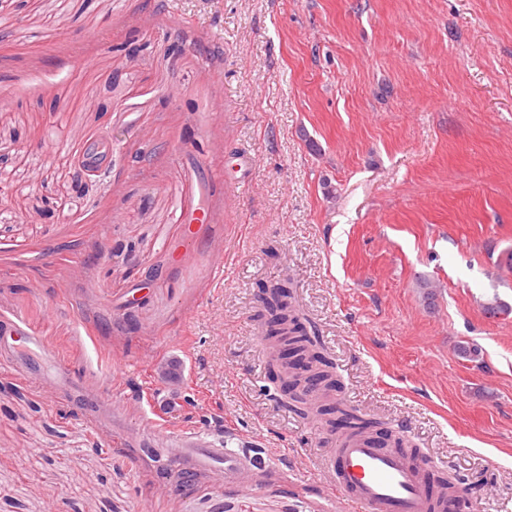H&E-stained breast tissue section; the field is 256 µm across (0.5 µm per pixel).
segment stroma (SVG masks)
I'll use <instances>...</instances> for the list:
<instances>
[{
    "mask_svg": "<svg viewBox=\"0 0 512 512\" xmlns=\"http://www.w3.org/2000/svg\"><path fill=\"white\" fill-rule=\"evenodd\" d=\"M509 250L512 0H0V512H341L261 340L287 281L327 404L512 512ZM193 431L264 462L178 486Z\"/></svg>",
    "mask_w": 512,
    "mask_h": 512,
    "instance_id": "obj_1",
    "label": "stroma"
}]
</instances>
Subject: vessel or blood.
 Masks as SVG:
<instances>
[{"label":"vessel or blood","mask_w":512,"mask_h":512,"mask_svg":"<svg viewBox=\"0 0 512 512\" xmlns=\"http://www.w3.org/2000/svg\"><path fill=\"white\" fill-rule=\"evenodd\" d=\"M190 459L197 464L217 462L225 483L237 481L256 459L229 448L226 441L193 432L168 449L166 460ZM332 488L349 512H457L461 487H443L437 480L441 465L414 448L380 442L370 432L337 434L326 455Z\"/></svg>","instance_id":"1"}]
</instances>
